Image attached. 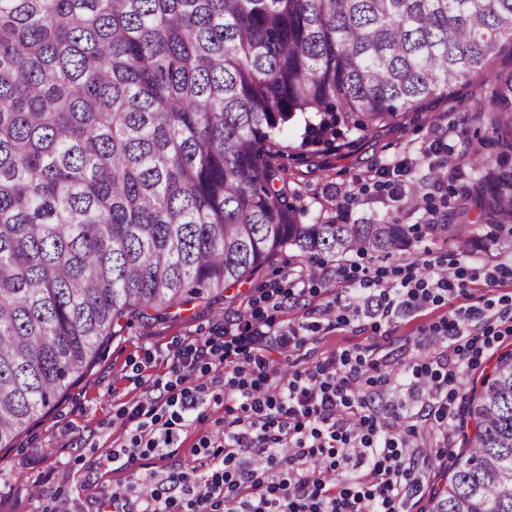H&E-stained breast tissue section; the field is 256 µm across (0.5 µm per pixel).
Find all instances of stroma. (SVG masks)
Segmentation results:
<instances>
[{
  "mask_svg": "<svg viewBox=\"0 0 512 512\" xmlns=\"http://www.w3.org/2000/svg\"><path fill=\"white\" fill-rule=\"evenodd\" d=\"M512 72V42L501 41L487 72L461 83L447 94L427 100L420 108L401 114L396 120L369 131L338 129L329 141L313 143L304 137L303 121L289 123L277 135V157L285 169L288 191L304 209L303 223L315 219L341 224H365L391 214L401 223L420 224L423 211L405 208L404 195L410 183H417L430 208L439 211L443 221L455 223L446 201H463L470 222L481 212L478 174L461 161L474 146L494 155L495 143L484 141L483 128L474 113L488 101L496 74ZM460 162L459 170L449 172L447 194L437 193L431 181L439 164ZM408 169L407 181H398L397 168ZM440 259L456 256L452 241L427 238L421 247L400 250L373 259L350 257L349 261H325L332 271L330 286L308 281L304 295L290 298L276 315L278 324L308 321L311 309L325 302L330 292H347L352 304L364 305L365 296L351 278L354 267L382 271L388 280L409 265L419 263L422 251ZM512 255L498 251H474L464 260L466 288L451 302L429 307L398 318L392 325L373 327L371 320L351 318L349 324L320 328L288 353L289 369H303L345 350L360 351L379 364L395 388L386 401L404 416V426L423 428L434 421L423 399L413 396L409 366L439 353L440 347L429 334L430 327L446 317L451 307L479 305L484 299H512V284L488 288L486 276ZM301 263L284 253L273 265L251 280L226 288L215 304L196 301L170 309L159 320L132 319L112 337L90 367L45 414L35 419L11 444L0 448V512H96L87 484L97 492L111 493L124 486L130 496H138L152 475L162 473L165 464L156 459L142 460L130 470L93 472L91 458L105 455L124 429L118 414L141 395L137 368L150 364L152 372L163 371L166 355L175 353L190 336H217L224 322L250 311L266 292L287 288L289 277L300 274ZM512 350V334L490 337L481 352L467 364V376L454 385L453 409H460L465 392L473 381L490 372L498 356ZM462 432L432 444L435 461L422 471V486L410 495L411 512H428L434 491L444 488L462 446Z\"/></svg>",
  "mask_w": 512,
  "mask_h": 512,
  "instance_id": "1",
  "label": "stroma"
}]
</instances>
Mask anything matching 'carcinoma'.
Returning a JSON list of instances; mask_svg holds the SVG:
<instances>
[{"label":"carcinoma","instance_id":"carcinoma-1","mask_svg":"<svg viewBox=\"0 0 512 512\" xmlns=\"http://www.w3.org/2000/svg\"><path fill=\"white\" fill-rule=\"evenodd\" d=\"M512 0H0V447L82 376L122 318L224 296L287 249L388 256L457 224L301 222L274 135L366 131L482 72ZM512 151V72L474 115ZM485 240L512 249V172ZM472 423L432 512H512V353L464 396Z\"/></svg>","mask_w":512,"mask_h":512}]
</instances>
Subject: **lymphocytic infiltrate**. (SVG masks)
<instances>
[{"label": "lymphocytic infiltrate", "mask_w": 512, "mask_h": 512, "mask_svg": "<svg viewBox=\"0 0 512 512\" xmlns=\"http://www.w3.org/2000/svg\"><path fill=\"white\" fill-rule=\"evenodd\" d=\"M426 266L427 277L409 273L397 282L362 271L358 284L377 301L368 316L390 324L455 296L462 268L433 260ZM263 301L264 308L228 321L223 335L185 339L164 373L140 377L141 400L120 413L124 440L91 468L124 471L136 460L164 457L207 403L233 404L237 411L221 431L197 435L198 465L168 470L138 495V512H400L431 454L404 438L396 420L355 400L365 383L384 393L386 380L370 376L361 354H334L288 377L266 356L300 345L321 325L346 323L339 302L320 304L311 322L284 328L271 318L284 308V295L275 291ZM500 328L512 332V312L488 304L458 307L432 325L448 356L414 367L412 390L434 408L436 434L455 424L446 386L458 362ZM199 373L212 375L220 393L196 382Z\"/></svg>", "instance_id": "1"}]
</instances>
